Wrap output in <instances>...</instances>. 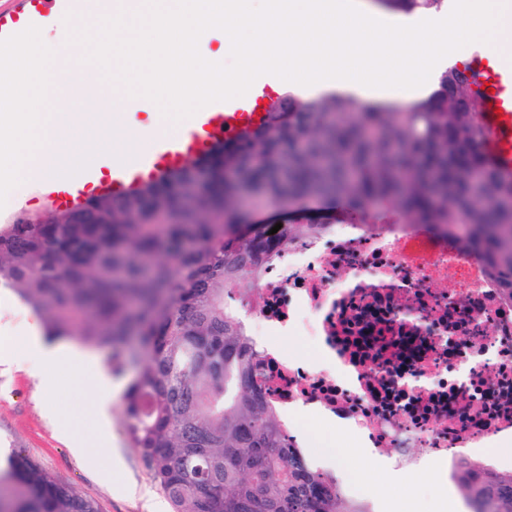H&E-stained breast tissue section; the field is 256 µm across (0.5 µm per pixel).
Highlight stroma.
<instances>
[{
	"mask_svg": "<svg viewBox=\"0 0 512 512\" xmlns=\"http://www.w3.org/2000/svg\"><path fill=\"white\" fill-rule=\"evenodd\" d=\"M41 330L39 314L1 289L0 338ZM52 377L53 388H43L39 373L21 359H0V448L31 456L55 480L95 500L100 512H156L166 497L123 434L120 402L112 403L109 435L101 437L93 373L77 377L60 369ZM63 426L70 439L61 438ZM313 427L339 450L332 470L345 493L371 512H432L443 496L456 502V512H468L453 478L440 480L428 471L395 478L386 460L366 458L361 443L342 427L320 420ZM74 440L88 442L89 454L76 455Z\"/></svg>",
	"mask_w": 512,
	"mask_h": 512,
	"instance_id": "1",
	"label": "stroma"
}]
</instances>
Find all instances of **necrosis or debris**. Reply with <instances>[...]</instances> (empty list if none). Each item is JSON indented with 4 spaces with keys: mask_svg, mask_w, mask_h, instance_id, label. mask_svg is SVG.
I'll list each match as a JSON object with an SVG mask.
<instances>
[{
    "mask_svg": "<svg viewBox=\"0 0 512 512\" xmlns=\"http://www.w3.org/2000/svg\"><path fill=\"white\" fill-rule=\"evenodd\" d=\"M258 288L246 332L266 351L263 392L297 452L300 406L412 472L418 449L444 463L512 436V306L455 241L410 224H336L279 252ZM272 333L313 336L355 381L268 349Z\"/></svg>",
    "mask_w": 512,
    "mask_h": 512,
    "instance_id": "4bbe7bcc",
    "label": "necrosis or debris"
}]
</instances>
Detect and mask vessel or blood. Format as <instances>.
Instances as JSON below:
<instances>
[{
	"instance_id": "b4317fda",
	"label": "vessel or blood",
	"mask_w": 512,
	"mask_h": 512,
	"mask_svg": "<svg viewBox=\"0 0 512 512\" xmlns=\"http://www.w3.org/2000/svg\"><path fill=\"white\" fill-rule=\"evenodd\" d=\"M115 4L116 0H5L0 5V39L32 25L44 26L48 17L61 18L70 11L80 22L93 27L102 15L113 13ZM467 68L479 93L486 134L482 150L490 164L505 179L512 180V64L483 50L471 56ZM280 85L279 77L262 75L245 95L202 107L185 120L179 134L153 136L148 149H130L121 157L94 155L76 180L44 181L34 169L28 178L41 182L46 195L60 209L100 193L127 194L189 162L205 160L216 145L259 125Z\"/></svg>"
}]
</instances>
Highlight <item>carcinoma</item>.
I'll return each instance as SVG.
<instances>
[{
  "instance_id": "1",
  "label": "carcinoma",
  "mask_w": 512,
  "mask_h": 512,
  "mask_svg": "<svg viewBox=\"0 0 512 512\" xmlns=\"http://www.w3.org/2000/svg\"><path fill=\"white\" fill-rule=\"evenodd\" d=\"M446 0H381L412 13ZM480 102L451 66L425 99L369 104L283 92L264 121L210 159L102 195L47 224L0 227V287L38 313L46 336L112 349L134 374L125 435L173 512H371L290 449L259 380L258 353L224 299L322 221L253 224L251 210L342 200L352 224H428L482 263L512 304V182L480 144ZM471 512H512V471L460 462ZM0 512H99L17 453L0 472Z\"/></svg>"
}]
</instances>
